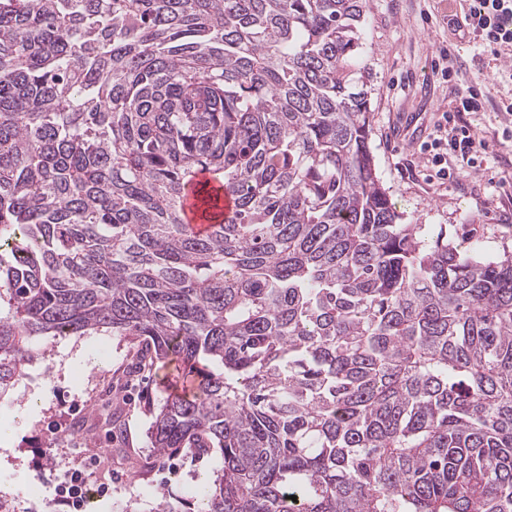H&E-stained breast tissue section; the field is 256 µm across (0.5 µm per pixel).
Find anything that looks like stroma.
Segmentation results:
<instances>
[{
  "label": "stroma",
  "instance_id": "stroma-1",
  "mask_svg": "<svg viewBox=\"0 0 512 512\" xmlns=\"http://www.w3.org/2000/svg\"><path fill=\"white\" fill-rule=\"evenodd\" d=\"M465 6L448 0H367L363 63L371 73L370 145L383 187L407 224H432L457 243L480 240L485 254H512V198L494 192L481 173L462 168L456 181L430 176L422 143L431 141L443 112L453 110L458 93L481 96L469 120L489 145L487 166L512 175V142L502 130L512 124L504 103L512 101V72L472 38L457 21ZM455 57L454 73L442 80L433 72L440 51ZM38 389L20 384L0 400V427L13 439L0 444V496L22 502L39 486L46 504L35 512H68L55 499V477L85 468L89 489L110 486L107 497L89 499L86 512H153L161 497L192 500L201 483L222 465L220 455L197 458L179 452L159 457L148 439L149 408L173 391L172 366L137 367L127 338L101 331L87 336H40ZM122 398L121 432L87 427L103 405L102 390Z\"/></svg>",
  "mask_w": 512,
  "mask_h": 512
}]
</instances>
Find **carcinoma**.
<instances>
[{"label": "carcinoma", "instance_id": "1", "mask_svg": "<svg viewBox=\"0 0 512 512\" xmlns=\"http://www.w3.org/2000/svg\"><path fill=\"white\" fill-rule=\"evenodd\" d=\"M365 8L0 0V399L37 336L175 363L150 445L222 467L156 512H512V255L401 223Z\"/></svg>", "mask_w": 512, "mask_h": 512}]
</instances>
